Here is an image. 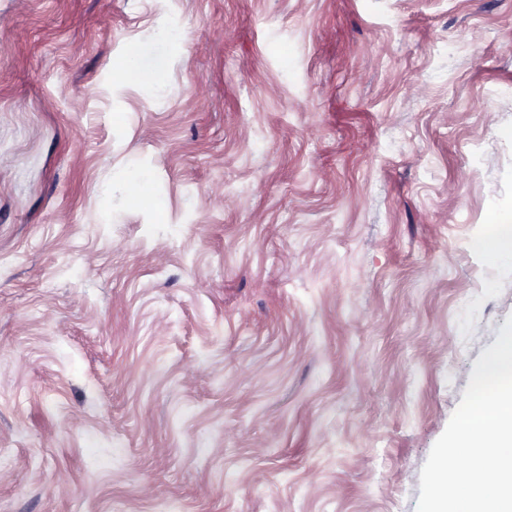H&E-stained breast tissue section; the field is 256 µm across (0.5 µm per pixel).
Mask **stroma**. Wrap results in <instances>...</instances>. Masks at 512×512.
Returning <instances> with one entry per match:
<instances>
[{
  "label": "stroma",
  "instance_id": "1",
  "mask_svg": "<svg viewBox=\"0 0 512 512\" xmlns=\"http://www.w3.org/2000/svg\"><path fill=\"white\" fill-rule=\"evenodd\" d=\"M510 212L512 0H0V512H416ZM138 52H132L126 58L116 62L115 71L122 79L136 80L142 82L153 81L151 72L143 69L138 62ZM129 191L141 205L152 209L157 214H162L163 210L160 201L150 193L145 175L138 174L134 176L129 183Z\"/></svg>",
  "mask_w": 512,
  "mask_h": 512
}]
</instances>
